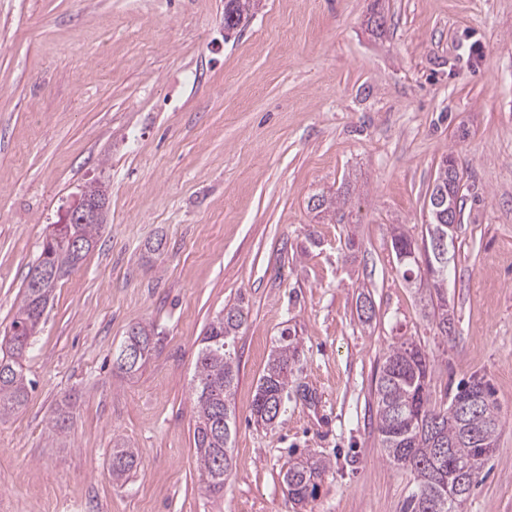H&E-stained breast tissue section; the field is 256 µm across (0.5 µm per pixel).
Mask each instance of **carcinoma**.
Here are the masks:
<instances>
[{
  "label": "carcinoma",
  "instance_id": "carcinoma-1",
  "mask_svg": "<svg viewBox=\"0 0 512 512\" xmlns=\"http://www.w3.org/2000/svg\"><path fill=\"white\" fill-rule=\"evenodd\" d=\"M226 7L228 23L224 29L229 34L254 15L253 0H228ZM453 162L450 155L442 159L434 187L448 190V206L458 219L460 178ZM345 204L344 197L318 194L309 200L308 207L325 214L334 213ZM100 229L99 224L55 225L42 246L37 265L51 266L58 279H63L96 246ZM393 237L396 246L414 253V258L401 265L403 276L409 280L414 274L431 285L436 300L431 302L428 316L442 335H448L454 321L445 292L448 268L431 271V266L437 265L433 251L419 248L402 225L394 228ZM73 240L80 241L84 249L73 248ZM52 292L51 288H34L25 282L9 329L0 337L1 419L19 411L27 402L32 381L24 371L23 360L39 331ZM247 318L243 306H225L207 326L197 353L194 446L206 490L214 495L224 492V484L233 469L230 453L236 419L233 396L239 374L234 344ZM136 327L137 331L127 335L123 344L139 346L142 355L137 366L125 369L127 373L140 370L159 343L153 327L140 323ZM295 350L294 338L287 328L281 333L279 344L271 352L256 386L251 404V417L256 424L268 427L278 418L284 397L288 396ZM431 375V360L420 344L406 339L388 348L375 385L378 431L388 460L410 469L414 475L416 490L407 501L405 512H458L457 504L448 500V495L458 493L466 499L478 483L497 445L500 408L488 381L482 380L484 401L470 419L480 433L466 438L455 401L467 394L469 383L445 392V400L437 406L430 399ZM137 466L135 451L112 449L113 478L121 479ZM327 468L326 461L311 458L293 463L284 475L288 495L299 504L314 499Z\"/></svg>",
  "mask_w": 512,
  "mask_h": 512
}]
</instances>
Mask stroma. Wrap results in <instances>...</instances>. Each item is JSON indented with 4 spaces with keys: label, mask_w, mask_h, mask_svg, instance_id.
<instances>
[{
    "label": "stroma",
    "mask_w": 512,
    "mask_h": 512,
    "mask_svg": "<svg viewBox=\"0 0 512 512\" xmlns=\"http://www.w3.org/2000/svg\"><path fill=\"white\" fill-rule=\"evenodd\" d=\"M447 155L462 211L444 337L391 235L425 236ZM94 180L100 240L55 288L24 363L36 386L0 420V512H403L415 482L386 457L375 384L406 338L434 364L433 394L489 380L499 437L463 510L512 512V0H263L231 36L224 0H0V334ZM347 186L343 220L310 210ZM238 302L236 469L219 497L194 449L195 357ZM138 322L161 342L128 376L112 355ZM286 328L295 373L266 429L250 406ZM118 443L139 466L116 481ZM307 454L328 470L303 508L283 477Z\"/></svg>",
    "instance_id": "stroma-1"
}]
</instances>
